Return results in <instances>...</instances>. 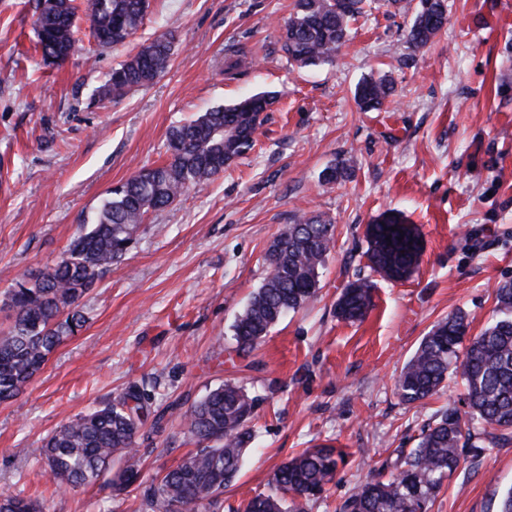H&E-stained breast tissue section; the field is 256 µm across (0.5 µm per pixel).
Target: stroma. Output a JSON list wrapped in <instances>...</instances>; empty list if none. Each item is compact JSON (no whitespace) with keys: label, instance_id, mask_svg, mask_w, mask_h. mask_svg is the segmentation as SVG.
Segmentation results:
<instances>
[{"label":"stroma","instance_id":"stroma-1","mask_svg":"<svg viewBox=\"0 0 512 512\" xmlns=\"http://www.w3.org/2000/svg\"><path fill=\"white\" fill-rule=\"evenodd\" d=\"M294 3L150 0L130 41L103 49L77 0L79 50L55 65L37 48L31 0H0L1 329L16 278L56 264L113 186L167 161L172 126L246 95L278 96L255 149L151 213L124 261L82 299L79 335L0 401V492L40 497L44 512H98L104 502L140 512L135 486L58 492L40 458L45 438L146 386L163 416L137 435L147 481L194 449L191 405L235 379L263 399L261 437L224 492L226 512L267 491L287 458L329 440L350 457L308 512H337L389 453L415 447L436 412L463 399L452 382L409 408L394 384L438 321L460 308L478 334L495 288L512 280V0H448L443 30L418 51L406 42L411 14L379 10L353 24L334 64L303 68L279 44ZM163 33L173 53L156 82L118 103L99 97L112 67ZM378 73L392 76L393 101L360 111L355 87ZM342 163L350 177L324 183ZM389 210L418 226L420 264L407 280L377 281L364 321H342L343 285L371 274L365 227ZM304 213L336 226L318 297L240 358L234 319L268 275L271 242ZM511 487L512 445L492 448L461 463L431 512H496Z\"/></svg>","mask_w":512,"mask_h":512}]
</instances>
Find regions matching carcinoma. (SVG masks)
<instances>
[{
    "label": "carcinoma",
    "mask_w": 512,
    "mask_h": 512,
    "mask_svg": "<svg viewBox=\"0 0 512 512\" xmlns=\"http://www.w3.org/2000/svg\"><path fill=\"white\" fill-rule=\"evenodd\" d=\"M37 45L44 59L63 61L78 44L73 0H32ZM376 0H296L284 21L280 49L299 67L331 64L351 35V23L376 8ZM148 0H86L90 35L101 48L124 44L142 26ZM448 20L447 0H419L407 43L426 47ZM171 38L160 36L112 68L100 87L103 98L119 102L152 84L168 67ZM394 94L383 73L364 78L354 98L364 112L379 110ZM275 96L261 92L213 107L174 127L167 138L168 160L143 168L108 192L90 228L68 246L60 262L37 275H23L9 293L12 322L0 332V401L21 393L49 355L78 335L86 319L80 300L101 275L122 262L134 233L149 213L173 204L188 188L210 183L251 150ZM365 255L371 271L391 282L408 279L419 264L423 242L418 228L389 211L366 225ZM335 225L320 215H300L270 245L269 274L233 324L237 350L250 352L288 313L313 301L320 269L333 247ZM373 284L359 275L347 280L336 300V317L355 321L372 306ZM470 322L458 309L423 338L402 367L396 395L406 405L438 394L451 379L465 389L464 406L439 411L423 427L416 446L385 462L388 478L356 485L340 512H430L444 481L470 454L512 444V282L501 284L483 330L468 336ZM150 395L138 385L87 413L68 420L45 439L42 459L56 488L66 492L104 481L121 491L140 478L136 435ZM260 399L235 380L210 390L185 413L187 433L197 444L163 476L141 489L144 512H220L224 488L240 475L247 452L259 437L253 421ZM123 465L114 467L115 456ZM348 454L332 445L306 448L274 471L265 493L239 504L235 512H306L334 481ZM0 512H42L22 492L1 493Z\"/></svg>",
    "instance_id": "cac0c4a2"
}]
</instances>
